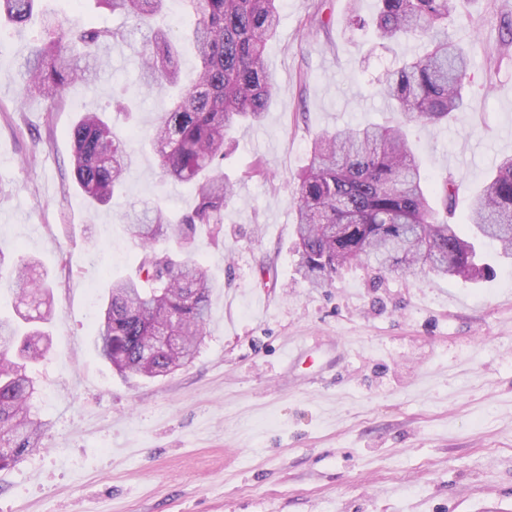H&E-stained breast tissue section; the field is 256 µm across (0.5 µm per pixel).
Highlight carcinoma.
Segmentation results:
<instances>
[{"mask_svg": "<svg viewBox=\"0 0 512 512\" xmlns=\"http://www.w3.org/2000/svg\"><path fill=\"white\" fill-rule=\"evenodd\" d=\"M39 0H0V20L30 21ZM169 0H95L97 7L131 18L130 29L66 28L44 20L41 46L26 60L20 98H54L68 86L89 81L104 43L129 44L142 36L138 57L146 86L165 92L168 109L149 133L162 177L190 186L196 206L175 222L158 203L125 224L137 241L138 277L109 288L93 341L98 356L122 376H165L190 362L202 337L214 288L208 270L191 257L182 262L158 247L191 245L198 227L224 223L233 184L222 167L228 134L241 122L258 123L276 92L263 64L266 42L278 22L277 0H179L193 25L180 35L153 24ZM452 0H378L369 20L352 12L349 23L373 25L382 40L422 39L425 52L377 79L396 125L338 128L318 136L291 195L296 212L298 266L316 287L332 283L342 268L370 263L378 270L477 280L491 271L485 242L512 259V156L472 199L462 224L449 222L458 185L452 174L426 173L404 126L440 124L464 108L468 54L448 34ZM198 60L196 79L180 88V41ZM70 135L73 172L82 194L112 201L131 163L124 141L96 112L79 116ZM441 203L442 212L431 205ZM12 270L22 314L29 325L0 318V470L39 447L47 423L32 411L37 391L31 365L45 356L50 336V287L32 260L0 248V269ZM166 336V343L158 337Z\"/></svg>", "mask_w": 512, "mask_h": 512, "instance_id": "carcinoma-1", "label": "carcinoma"}]
</instances>
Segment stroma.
I'll return each mask as SVG.
<instances>
[{
    "label": "stroma",
    "instance_id": "stroma-1",
    "mask_svg": "<svg viewBox=\"0 0 512 512\" xmlns=\"http://www.w3.org/2000/svg\"><path fill=\"white\" fill-rule=\"evenodd\" d=\"M61 20L122 28L94 0H42ZM263 61L279 90L263 121L231 133L236 185L220 233L189 250L215 280L195 359L156 379L121 377L92 339L113 282L133 275L129 206L190 211L147 131L168 107L146 91L130 47L62 99L20 100L38 22L0 26V246L35 259L52 286V348L33 369L49 429L0 470V512H512V265L470 283L358 264L312 286L297 271L296 178L314 137L397 119L378 78L422 50L349 26L377 0H278ZM322 10L325 28L307 26ZM512 0H453L448 29L471 58L465 110L410 124L428 173L453 174L456 221L501 155L512 154ZM132 164L111 205L89 206L70 127L111 112Z\"/></svg>",
    "mask_w": 512,
    "mask_h": 512
}]
</instances>
